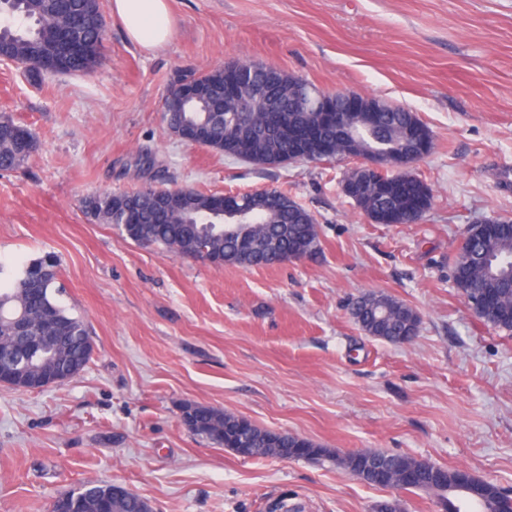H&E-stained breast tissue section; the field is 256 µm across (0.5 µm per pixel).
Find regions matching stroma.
<instances>
[{
    "label": "stroma",
    "mask_w": 512,
    "mask_h": 512,
    "mask_svg": "<svg viewBox=\"0 0 512 512\" xmlns=\"http://www.w3.org/2000/svg\"><path fill=\"white\" fill-rule=\"evenodd\" d=\"M172 37L130 42L111 0L91 74L30 83L0 64V115L37 141L0 171V263L53 256L58 300L94 353L41 392L0 386V512H50L109 481L154 512H444L432 495L365 484L341 458L379 450L465 468L512 490V333L469 309L451 278L466 228L512 216V0H168ZM240 59L416 112L435 149L416 224H373L341 191L346 163L262 168L172 137L161 109L181 75ZM150 164L139 165L138 155ZM143 186L288 191L319 252L273 267L210 266L145 248L80 200ZM369 293L416 311L409 344L366 335ZM200 403L327 449L243 459L191 432Z\"/></svg>",
    "instance_id": "obj_1"
}]
</instances>
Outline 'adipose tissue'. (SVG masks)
<instances>
[{
    "label": "adipose tissue",
    "instance_id": "ef3b65f1",
    "mask_svg": "<svg viewBox=\"0 0 512 512\" xmlns=\"http://www.w3.org/2000/svg\"><path fill=\"white\" fill-rule=\"evenodd\" d=\"M112 12L123 23L129 40L154 50L171 37L167 0H112Z\"/></svg>",
    "mask_w": 512,
    "mask_h": 512
}]
</instances>
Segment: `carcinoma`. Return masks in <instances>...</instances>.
<instances>
[{
	"instance_id": "cac0c4a2",
	"label": "carcinoma",
	"mask_w": 512,
	"mask_h": 512,
	"mask_svg": "<svg viewBox=\"0 0 512 512\" xmlns=\"http://www.w3.org/2000/svg\"><path fill=\"white\" fill-rule=\"evenodd\" d=\"M105 22L99 0H69L67 11L55 0H0V52L24 67L38 83L48 74L94 71L101 61ZM274 82L283 102L287 128L276 136L242 139L239 125L264 121L257 91ZM197 93L183 92L185 83L169 90L162 120L169 128L204 123L212 141L207 146L261 167H278L291 159L295 131L314 134L316 161L362 160L379 157L396 164L403 156L419 160L435 148L430 129L416 113L400 105L368 99L372 112L353 121L348 113L321 111L323 93L307 80L262 65L246 66L240 94L248 112L217 111L215 95L224 88V70L217 68L192 79ZM35 150L33 136L8 117H0V170L24 165ZM343 193L376 224H413L429 209L432 191L411 170L396 175L374 173L362 166L346 170ZM255 206L243 232L226 234L222 213L226 208ZM81 209L102 224L122 227L125 237L144 247L200 261L208 257L216 266H275L311 257L319 251L315 220L284 191L268 188L242 194H205L192 189L145 187L134 192H102L80 200ZM56 260L42 258L18 262L16 271L3 276L0 265V362L20 354L13 319L23 314L33 338L46 337L42 359L60 380L79 375L90 362L92 343L85 322L55 297ZM452 272L461 294L483 302L478 317L493 328L512 333V220L490 218L486 225L467 229ZM353 318L361 330L391 343L408 344L420 332V319L405 304L387 295H363L351 302ZM188 428L232 452L247 449L252 458L278 457L287 448H305L306 456H322L325 449L288 434L263 429L251 421L210 406L189 404L182 410ZM417 482L407 491L432 493L448 503V512H460L451 502L448 481L431 480L441 466L426 461ZM114 484L86 483L56 498L52 512H153L148 500L131 491L113 493Z\"/></svg>"
}]
</instances>
